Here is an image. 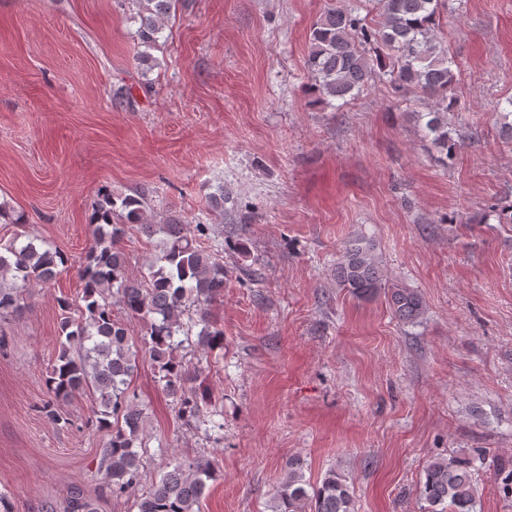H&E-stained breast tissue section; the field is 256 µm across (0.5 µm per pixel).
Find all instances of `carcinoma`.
<instances>
[{
	"label": "carcinoma",
	"mask_w": 512,
	"mask_h": 512,
	"mask_svg": "<svg viewBox=\"0 0 512 512\" xmlns=\"http://www.w3.org/2000/svg\"><path fill=\"white\" fill-rule=\"evenodd\" d=\"M131 7L139 27L136 60L146 84L159 66L152 51L159 48L165 19L178 0H122ZM327 7L313 24L307 66L314 77L317 100L346 102L363 92L382 75L399 91L421 94L433 101L418 119L440 155L448 158L458 144L448 114L456 101L448 96L455 81V61L437 36L441 0H370L377 19L359 12L363 0ZM496 119L504 136L512 139V97L505 99ZM91 242L78 268L84 282L80 315H67L70 303L59 300L65 312L60 331L64 340L48 379L54 399L90 395L97 404L98 426L110 432L103 449L107 485L123 492L137 484L141 474L142 412L129 393L136 369L137 352L128 343L127 329L112 316V302L148 320L143 348L157 366L162 390L180 401L181 413L196 417L198 402L187 394L186 371L177 350L197 326V342L211 348L224 345V330L208 306L224 295V260L205 249L200 239L208 225L189 228L172 211L158 214L149 207L142 191L116 195L103 190L88 224ZM135 227L157 239V252L147 273L134 278L127 273V258L120 247L128 229ZM64 257L46 241L16 235L0 247V318L18 313L23 292L32 284L50 285ZM381 262L373 245L351 241L336 264V284L364 298L381 287ZM390 306L403 322H414L424 312L420 295L410 288H390ZM473 462H430L416 496L427 512H477V491L472 479ZM210 463L199 459L177 462L173 469L136 502L138 512H199ZM66 512H96L95 503L79 491L72 492ZM271 512H354V500L346 478L334 471L317 485L304 479L300 459L288 460V473L278 487Z\"/></svg>",
	"instance_id": "obj_1"
}]
</instances>
